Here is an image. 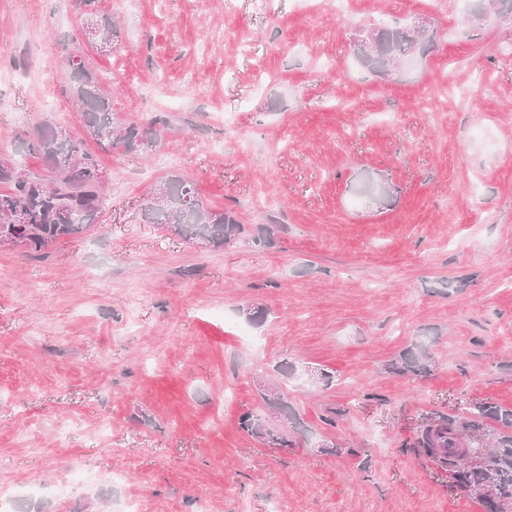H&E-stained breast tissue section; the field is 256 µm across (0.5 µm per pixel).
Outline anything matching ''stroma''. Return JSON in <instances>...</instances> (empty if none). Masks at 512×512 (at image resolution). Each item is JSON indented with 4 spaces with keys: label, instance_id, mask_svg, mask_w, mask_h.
Masks as SVG:
<instances>
[{
    "label": "stroma",
    "instance_id": "1",
    "mask_svg": "<svg viewBox=\"0 0 512 512\" xmlns=\"http://www.w3.org/2000/svg\"><path fill=\"white\" fill-rule=\"evenodd\" d=\"M271 2L95 0L118 22L99 49L72 0H0L1 153L39 172L26 132L80 135L60 92L75 51L120 121H170L144 155L87 141L107 183L85 233L0 245V512H482L412 442L429 411L512 407V17ZM414 26L410 67L361 63L358 32ZM174 171L235 212L234 243L142 222ZM415 343L429 373L388 371ZM274 385L304 422L293 448L238 429ZM76 469L95 481L59 495Z\"/></svg>",
    "mask_w": 512,
    "mask_h": 512
}]
</instances>
